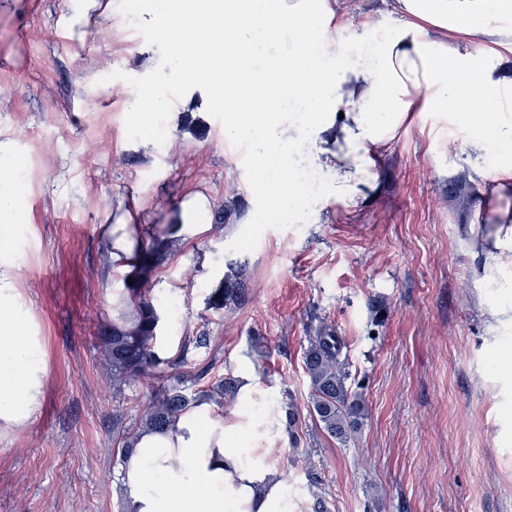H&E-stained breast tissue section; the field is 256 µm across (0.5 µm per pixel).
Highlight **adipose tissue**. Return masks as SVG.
Here are the masks:
<instances>
[{
	"instance_id": "adipose-tissue-1",
	"label": "adipose tissue",
	"mask_w": 512,
	"mask_h": 512,
	"mask_svg": "<svg viewBox=\"0 0 512 512\" xmlns=\"http://www.w3.org/2000/svg\"><path fill=\"white\" fill-rule=\"evenodd\" d=\"M343 0H163L147 8L174 75L224 113V140L246 146L261 204L249 224L321 221L324 203L355 210L373 169L412 114L470 131L475 159L496 156L499 196L512 195V0H391L389 21L347 33ZM366 46L352 60L347 42ZM321 176L320 194L299 179ZM27 210L0 205V425L22 428L44 396L36 321L17 288L11 235ZM482 243V272L512 267V210ZM231 408L199 400L172 427L139 432L120 487L126 512H300L288 475L268 458L284 413L249 360Z\"/></svg>"
}]
</instances>
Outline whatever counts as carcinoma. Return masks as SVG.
<instances>
[{"label": "carcinoma", "instance_id": "cac0c4a2", "mask_svg": "<svg viewBox=\"0 0 512 512\" xmlns=\"http://www.w3.org/2000/svg\"><path fill=\"white\" fill-rule=\"evenodd\" d=\"M177 225L167 224L157 230L150 242H137L133 249L132 273L137 282L146 285L154 268V260L169 249V238ZM243 289L230 283L214 292V305L219 308L241 298ZM130 318L112 325L97 337L102 344L110 366L113 385L119 387L132 378L149 372L159 379L149 396L141 420L136 428L120 436L118 446L125 451L131 447L137 430L164 428L194 404L188 394L200 374L185 369L189 346H184L179 361H165L155 352L159 317L147 291L131 290ZM343 338L332 325L321 324L308 337L303 365L310 385L309 413L329 437L342 444L357 433L366 416L361 396L352 389V373Z\"/></svg>", "mask_w": 512, "mask_h": 512}]
</instances>
